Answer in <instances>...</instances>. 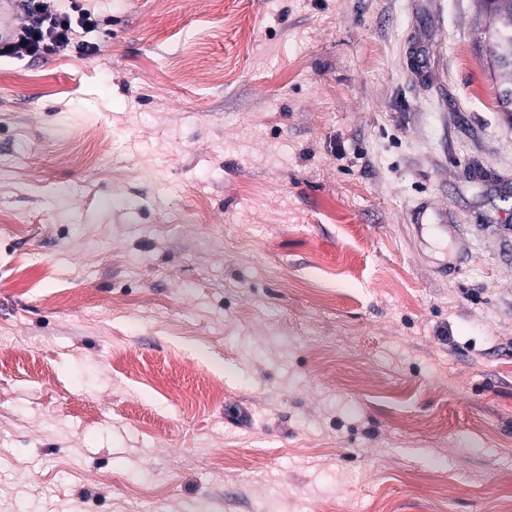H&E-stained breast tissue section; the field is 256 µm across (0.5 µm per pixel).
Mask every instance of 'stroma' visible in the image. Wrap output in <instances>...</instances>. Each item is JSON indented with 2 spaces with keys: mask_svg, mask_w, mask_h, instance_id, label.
I'll list each match as a JSON object with an SVG mask.
<instances>
[{
  "mask_svg": "<svg viewBox=\"0 0 512 512\" xmlns=\"http://www.w3.org/2000/svg\"><path fill=\"white\" fill-rule=\"evenodd\" d=\"M82 3L0 61V512H512L485 0ZM26 19L7 42L0 41V57L51 56L71 46L77 28L95 26L91 12L73 2L69 12H52L44 0H24ZM38 34V39L34 35Z\"/></svg>",
  "mask_w": 512,
  "mask_h": 512,
  "instance_id": "stroma-1",
  "label": "stroma"
}]
</instances>
